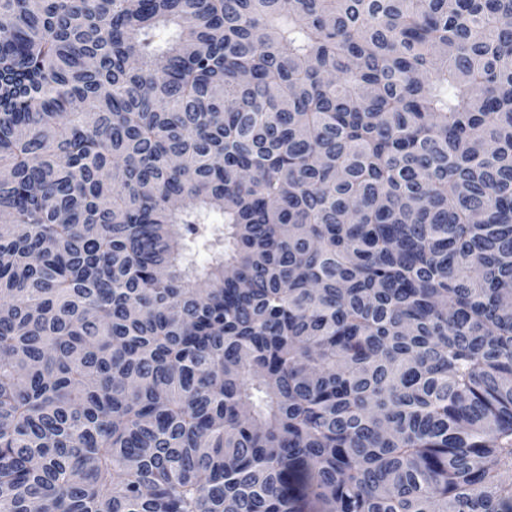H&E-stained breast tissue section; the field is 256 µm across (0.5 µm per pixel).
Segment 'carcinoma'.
<instances>
[{
    "mask_svg": "<svg viewBox=\"0 0 512 512\" xmlns=\"http://www.w3.org/2000/svg\"><path fill=\"white\" fill-rule=\"evenodd\" d=\"M0 512H512V0H0Z\"/></svg>",
    "mask_w": 512,
    "mask_h": 512,
    "instance_id": "1",
    "label": "carcinoma"
}]
</instances>
